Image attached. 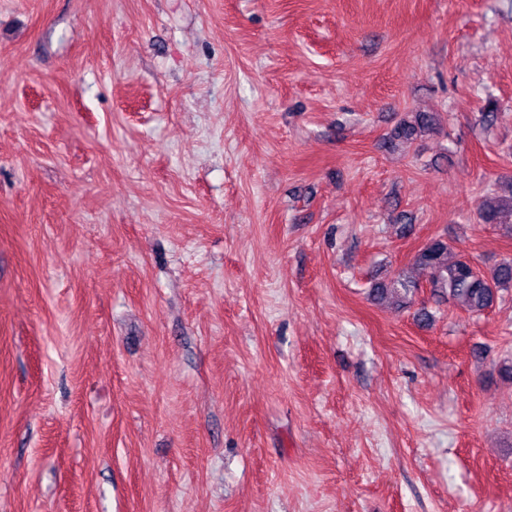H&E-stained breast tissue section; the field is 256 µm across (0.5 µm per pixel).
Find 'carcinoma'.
<instances>
[{"label":"carcinoma","mask_w":512,"mask_h":512,"mask_svg":"<svg viewBox=\"0 0 512 512\" xmlns=\"http://www.w3.org/2000/svg\"><path fill=\"white\" fill-rule=\"evenodd\" d=\"M437 119L428 112H415L401 118L394 130V137L411 140L416 135L436 129ZM479 215L486 224L497 225L504 234L512 236V185L509 190L487 194L479 208ZM414 264L430 271L428 288L433 298L447 300L472 314H481L492 306L496 294L512 288V260H504L490 271L476 268L464 257L450 259L448 241L441 237L431 239L414 257ZM420 290L413 278L400 275L384 282L377 281L371 296L377 302L396 298L407 304Z\"/></svg>","instance_id":"carcinoma-1"}]
</instances>
